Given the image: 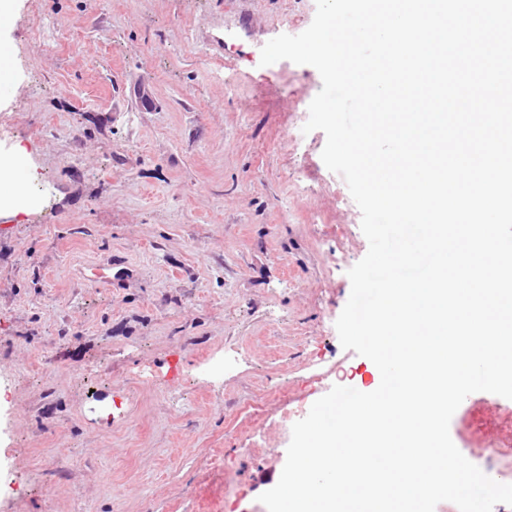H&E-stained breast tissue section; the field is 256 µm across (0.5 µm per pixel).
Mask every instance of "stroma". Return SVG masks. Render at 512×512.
<instances>
[{
	"instance_id": "obj_1",
	"label": "stroma",
	"mask_w": 512,
	"mask_h": 512,
	"mask_svg": "<svg viewBox=\"0 0 512 512\" xmlns=\"http://www.w3.org/2000/svg\"><path fill=\"white\" fill-rule=\"evenodd\" d=\"M315 0H14L0 43V512H267L293 422L376 366L335 323L369 249L303 133ZM111 269L108 281L96 269ZM512 400L450 436L512 484ZM24 488L10 495V485Z\"/></svg>"
}]
</instances>
